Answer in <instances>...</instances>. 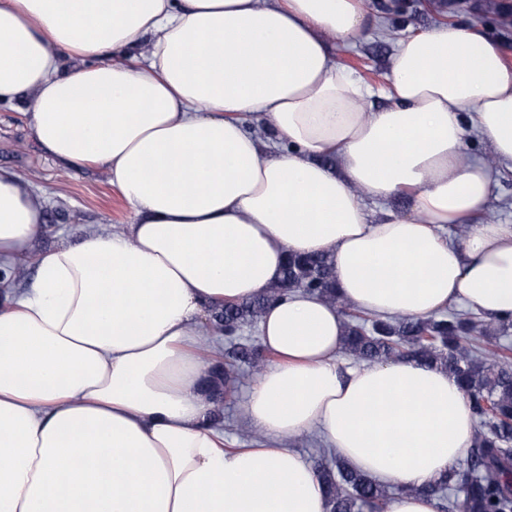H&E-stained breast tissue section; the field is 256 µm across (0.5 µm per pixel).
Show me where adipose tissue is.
<instances>
[{"label":"adipose tissue","instance_id":"1","mask_svg":"<svg viewBox=\"0 0 512 512\" xmlns=\"http://www.w3.org/2000/svg\"><path fill=\"white\" fill-rule=\"evenodd\" d=\"M369 2L0 0V102L24 98L46 151L101 167L133 214L37 248L44 201L0 166V261L35 270L0 295V512H329L282 445L314 430L403 487L387 512H437L419 488L475 438L447 372L337 362L335 305L290 293L242 405L263 440L231 450L201 367L211 311L268 294L289 252L329 255L339 295L381 318L512 317V224L485 217L494 171H512V63L445 17L400 38L374 88L328 45L388 30ZM471 132L485 158L466 156ZM401 193L409 213L371 217Z\"/></svg>","mask_w":512,"mask_h":512}]
</instances>
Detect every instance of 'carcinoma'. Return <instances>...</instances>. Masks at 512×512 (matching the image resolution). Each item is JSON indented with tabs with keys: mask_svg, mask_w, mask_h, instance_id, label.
<instances>
[{
	"mask_svg": "<svg viewBox=\"0 0 512 512\" xmlns=\"http://www.w3.org/2000/svg\"><path fill=\"white\" fill-rule=\"evenodd\" d=\"M315 293L346 317L342 349L356 363L389 359L416 361L448 373L471 404L477 426L465 469H453L419 489L441 512H512V346L501 338L512 319L486 321L465 313L382 319L355 309L336 292L328 255H288L270 294L226 303L210 325L223 328L224 357L205 361L204 374L218 378L210 390L220 401L232 396L244 371L266 365L258 340L240 335L257 325L269 304L295 291ZM316 472L326 487L330 512H382L391 487L376 483L329 452L320 453Z\"/></svg>",
	"mask_w": 512,
	"mask_h": 512,
	"instance_id": "cac0c4a2",
	"label": "carcinoma"
}]
</instances>
